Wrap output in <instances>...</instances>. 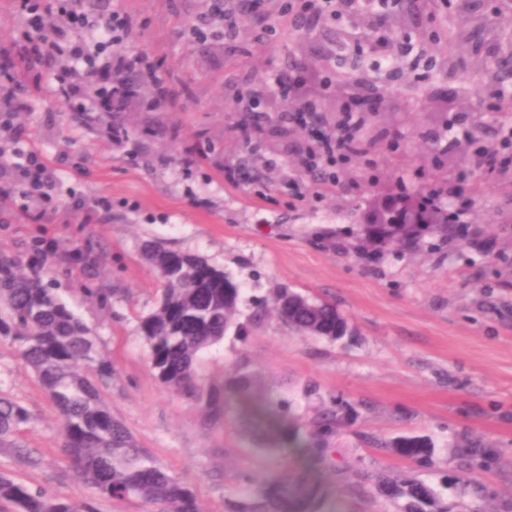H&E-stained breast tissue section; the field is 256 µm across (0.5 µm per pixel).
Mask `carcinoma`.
Instances as JSON below:
<instances>
[{
    "instance_id": "1",
    "label": "carcinoma",
    "mask_w": 512,
    "mask_h": 512,
    "mask_svg": "<svg viewBox=\"0 0 512 512\" xmlns=\"http://www.w3.org/2000/svg\"><path fill=\"white\" fill-rule=\"evenodd\" d=\"M459 16L472 23L448 31V39L462 46L471 40L479 23V0H457ZM506 62L475 58L473 69L482 77L478 89L493 90L512 80V52ZM421 190L406 187L391 192L410 199L411 212L386 210L377 223L358 225V239L372 235L379 243L366 248L375 255L392 250H412L434 234L444 241L476 236L468 228L448 223L449 207L421 204ZM172 251L154 243L145 245L142 256L164 284L153 310L138 318V331L149 350L150 369L156 381L174 393L195 400L204 420L213 427L224 425V405L232 397L253 412L272 420L260 434L273 441L284 437L300 444L304 452L323 460L328 444L349 421V403L331 400L311 422L304 440L288 426L292 404L281 400L271 407L250 393L249 378L234 377L229 383H206L199 375L204 356L230 337L243 342L252 331L273 317L288 332L330 343L346 339L349 317L330 298H310L282 285L271 297L252 294L224 268L196 253L182 252L177 264H163ZM0 335L18 344L20 356L34 371L47 399L54 407L60 429L61 451L68 458L78 484L91 498L139 499L154 512H202L194 491L159 466L139 447L131 432L114 416L100 389L112 373V363L97 357L92 328L69 308L55 289L38 277L5 266L0 274ZM83 363L86 371L75 366ZM30 422L29 410L0 391V447L15 449L22 463H34L31 453L16 441ZM377 445L434 467L435 448L430 439L400 436ZM374 488L390 499L405 501L402 512H448V491L462 496L466 487L444 475L437 481H398L386 472L370 476ZM322 487L306 472L297 471L266 484L257 494L228 503L226 512H316ZM13 505L17 512H95L91 503L77 508L71 501L51 496L0 473V506Z\"/></svg>"
}]
</instances>
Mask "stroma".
<instances>
[{
	"instance_id": "1",
	"label": "stroma",
	"mask_w": 512,
	"mask_h": 512,
	"mask_svg": "<svg viewBox=\"0 0 512 512\" xmlns=\"http://www.w3.org/2000/svg\"><path fill=\"white\" fill-rule=\"evenodd\" d=\"M210 5L111 2L132 22V48L160 63L161 76L181 95L163 112L126 113L129 127L145 131V150L114 139L110 113L89 117L51 104L54 73L42 71L36 91L24 96V109L13 117L23 148L38 149L50 161L68 155L69 165L57 170L61 193L104 197L111 206L75 213L63 208L44 225L29 223L12 206L11 223L0 224V258L23 267L32 237L44 232L59 240L62 253L41 276L94 329L100 355L111 361L114 371L102 392L113 416L157 464L192 488L203 512H224L237 496L240 475L263 482L302 469L322 485L318 512H400L401 503L372 486L352 491L340 483L338 471L349 468L425 481L434 469L463 476L477 493L449 498L448 512H469L477 502L486 512H512V265L499 260L512 256V166L477 175L469 163L435 165L453 115L449 101L477 82L470 56L454 55L448 43L458 14L445 7L433 21L420 15L399 33L394 13H387L384 33L393 43L409 35L424 49L401 55L393 73L376 69V56L363 42L374 33L365 14L342 13L308 31L279 28L270 42H254V28L241 22L232 40L191 37L188 26ZM339 33L346 49L343 60L328 63L333 84L326 90L310 79V95L332 124L346 107L343 84L360 79L385 88L376 111L363 115L370 154L353 159L335 186L306 178L293 187L305 130H281L272 108L261 131L244 138L248 115L236 98L248 88L272 87L291 62ZM496 93L498 109L478 111L469 122L476 143L494 150L500 147L497 130L512 127V82ZM189 150L197 155L190 167L182 162ZM78 165L83 174L75 173ZM229 168L243 170L246 180L226 182ZM460 178L466 191L454 200V221L483 228L478 245L453 241L439 250L375 260L320 244L328 233L358 223L397 181L445 190ZM148 241L199 254L258 295L285 284L331 297L349 316L357 331L350 346L296 336L271 319L246 341L224 340L200 369L207 382L248 374L253 393L292 400L302 424L330 398L346 399L353 425L331 443L327 461H311L289 443L266 450L234 400L225 407L223 428L210 429L199 404L155 381L137 330L161 287L141 257ZM71 250L87 256L90 267L66 260ZM90 286L105 289L107 301L88 298ZM0 391L30 411L19 439L36 459L26 465L0 451V472L49 495L82 500L60 451L54 408L33 370L1 336ZM402 435L432 440L434 469L366 442ZM474 436L484 439L491 457L464 472L458 447Z\"/></svg>"
}]
</instances>
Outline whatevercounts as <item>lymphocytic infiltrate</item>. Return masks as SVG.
I'll return each mask as SVG.
<instances>
[{
	"label": "lymphocytic infiltrate",
	"instance_id": "obj_1",
	"mask_svg": "<svg viewBox=\"0 0 512 512\" xmlns=\"http://www.w3.org/2000/svg\"><path fill=\"white\" fill-rule=\"evenodd\" d=\"M340 0H285L282 17L296 28L311 29L324 16L335 14ZM13 8L22 25L18 39L0 48V54L34 65L52 55L62 62L54 76L55 101L97 112L105 100L127 102L135 97L123 82L126 71L135 69L158 97H169L168 87L160 79L157 62L146 53L126 49L131 23L117 10L90 11L80 0H61L53 25L44 23L43 0H13ZM362 121L357 112L348 111L334 127L317 132L305 150L300 172L322 174L335 182L338 167L350 163L363 148ZM18 186L25 198L24 210L33 224L44 223L46 205L56 186L55 171L36 149L19 153L9 160L0 149V177Z\"/></svg>",
	"mask_w": 512,
	"mask_h": 512
}]
</instances>
